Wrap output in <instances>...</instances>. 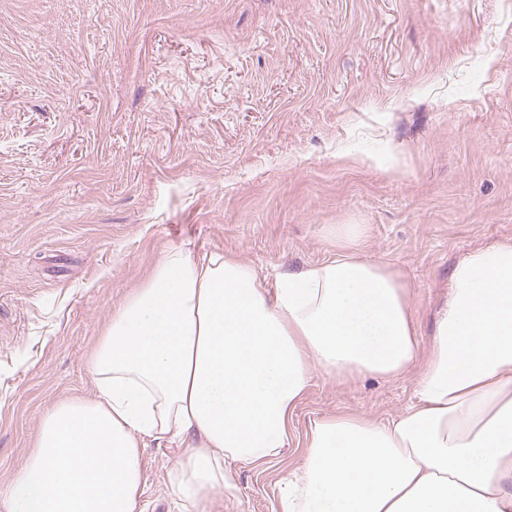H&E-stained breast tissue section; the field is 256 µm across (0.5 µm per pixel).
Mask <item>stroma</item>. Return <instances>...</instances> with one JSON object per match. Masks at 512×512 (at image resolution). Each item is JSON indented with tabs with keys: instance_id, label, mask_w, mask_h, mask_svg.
<instances>
[{
	"instance_id": "stroma-1",
	"label": "stroma",
	"mask_w": 512,
	"mask_h": 512,
	"mask_svg": "<svg viewBox=\"0 0 512 512\" xmlns=\"http://www.w3.org/2000/svg\"><path fill=\"white\" fill-rule=\"evenodd\" d=\"M340 224L407 277L428 354L455 264L512 241L505 0H0V487L48 407L93 395V345L167 250L272 283ZM417 378L314 376L289 429L389 422ZM143 445L138 512H193L185 448ZM298 455L207 512H276Z\"/></svg>"
}]
</instances>
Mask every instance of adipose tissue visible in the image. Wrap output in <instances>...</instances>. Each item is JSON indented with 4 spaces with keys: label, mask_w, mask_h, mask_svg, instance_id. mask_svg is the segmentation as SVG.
Wrapping results in <instances>:
<instances>
[{
    "label": "adipose tissue",
    "mask_w": 512,
    "mask_h": 512,
    "mask_svg": "<svg viewBox=\"0 0 512 512\" xmlns=\"http://www.w3.org/2000/svg\"><path fill=\"white\" fill-rule=\"evenodd\" d=\"M364 227L336 253L267 285L235 256L169 250L128 294L89 364L90 397L42 415L5 512H137L140 441L188 439L177 497L206 512L235 495L232 463L291 447L288 422L313 372L395 378L419 360L409 284L364 256ZM416 383L382 424L315 421L277 512H512V244L454 266Z\"/></svg>",
    "instance_id": "1"
}]
</instances>
